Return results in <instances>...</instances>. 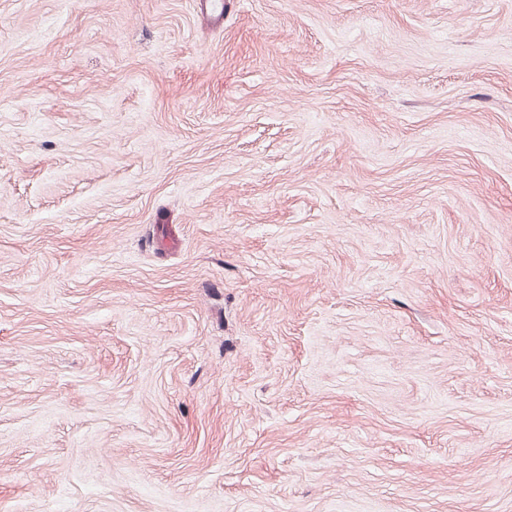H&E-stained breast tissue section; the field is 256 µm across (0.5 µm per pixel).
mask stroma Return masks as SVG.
I'll return each mask as SVG.
<instances>
[{"mask_svg": "<svg viewBox=\"0 0 512 512\" xmlns=\"http://www.w3.org/2000/svg\"><path fill=\"white\" fill-rule=\"evenodd\" d=\"M0 0V512H512V0Z\"/></svg>", "mask_w": 512, "mask_h": 512, "instance_id": "obj_1", "label": "stroma"}]
</instances>
